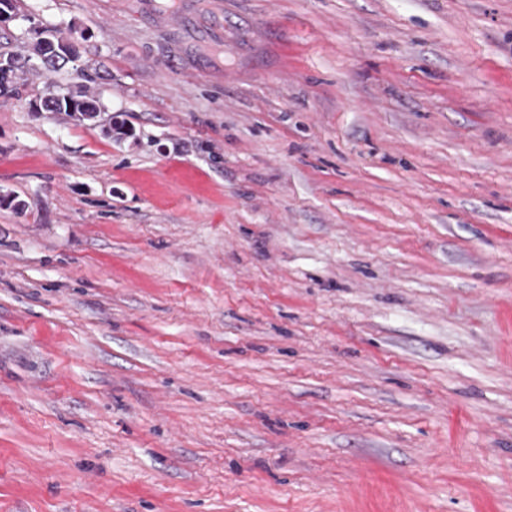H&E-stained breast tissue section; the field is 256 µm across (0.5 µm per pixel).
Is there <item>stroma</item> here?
<instances>
[{
  "label": "stroma",
  "instance_id": "stroma-1",
  "mask_svg": "<svg viewBox=\"0 0 512 512\" xmlns=\"http://www.w3.org/2000/svg\"><path fill=\"white\" fill-rule=\"evenodd\" d=\"M17 5L0 512H512V0ZM36 33L39 35L38 39L28 48L26 54L22 53H4L9 62L13 67H15L14 71L18 74V72H25L26 74L29 72L31 68H33L36 62H40L42 68L48 73L58 72L63 69L69 62H74V56L71 57L73 52V45L71 41L67 43H60L59 45L52 44L51 45V53L60 56L69 58L65 60L63 58H56L54 55H49L47 51V47L51 42H59L69 40L68 36L58 29H48V28H40L35 27ZM43 36V37H42ZM21 77L18 74V78ZM15 81V86L8 91L9 94L3 96H15L19 95L20 86L24 85L18 84L19 82ZM66 100L75 103L72 111H69V108H72L73 105L70 103L68 108ZM49 104H52L53 107L47 108ZM33 109L37 112H67L68 116L79 122L91 121L93 117L90 112L101 111L97 97L91 94L87 86L84 85L60 88L59 91L50 92L48 96L42 98L40 105L36 104Z\"/></svg>",
  "mask_w": 512,
  "mask_h": 512
}]
</instances>
